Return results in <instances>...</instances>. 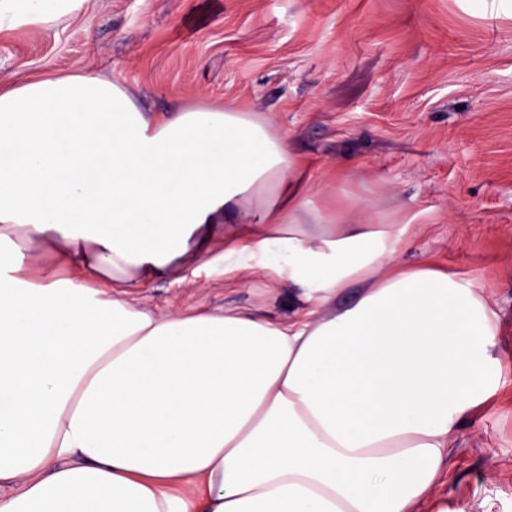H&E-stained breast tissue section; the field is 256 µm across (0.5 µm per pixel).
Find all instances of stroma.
<instances>
[{
  "instance_id": "obj_1",
  "label": "stroma",
  "mask_w": 512,
  "mask_h": 512,
  "mask_svg": "<svg viewBox=\"0 0 512 512\" xmlns=\"http://www.w3.org/2000/svg\"><path fill=\"white\" fill-rule=\"evenodd\" d=\"M78 68L153 111L203 96L268 117L333 200L412 220L399 266L477 279L503 370L420 512H512V15L495 0H89L79 16L0 34L1 83ZM196 280L139 296L279 322L300 306L284 281Z\"/></svg>"
}]
</instances>
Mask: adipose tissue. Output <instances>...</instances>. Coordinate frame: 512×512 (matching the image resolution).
I'll list each match as a JSON object with an SVG mask.
<instances>
[{
  "mask_svg": "<svg viewBox=\"0 0 512 512\" xmlns=\"http://www.w3.org/2000/svg\"><path fill=\"white\" fill-rule=\"evenodd\" d=\"M85 3L0 0V33ZM329 191L233 100L0 84V512H417L493 385L497 313L471 279L399 267L408 224L313 203ZM202 267L288 280L303 306L140 303Z\"/></svg>",
  "mask_w": 512,
  "mask_h": 512,
  "instance_id": "adipose-tissue-1",
  "label": "adipose tissue"
}]
</instances>
